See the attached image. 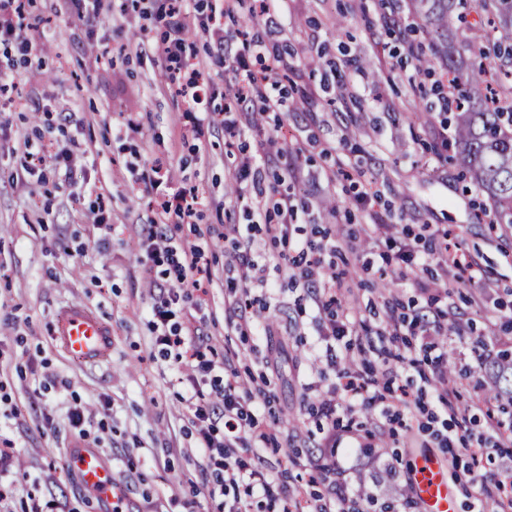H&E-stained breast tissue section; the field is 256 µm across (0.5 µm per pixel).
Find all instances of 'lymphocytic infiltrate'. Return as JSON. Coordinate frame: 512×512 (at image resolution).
Wrapping results in <instances>:
<instances>
[{"label":"lymphocytic infiltrate","instance_id":"obj_1","mask_svg":"<svg viewBox=\"0 0 512 512\" xmlns=\"http://www.w3.org/2000/svg\"><path fill=\"white\" fill-rule=\"evenodd\" d=\"M195 10V0H154L151 15L163 28L159 51L165 75L180 98L183 128L196 133L204 125L218 123L224 130L225 146L231 148L243 129L251 126L255 112L279 110L281 100L270 94L268 87L275 84L285 63L278 57L265 70L253 71L251 62L260 57L263 48L261 38L238 30H225L223 0H212L202 29L216 49L215 64L224 63L225 46H235L232 61L236 78L230 92L232 104L218 112L208 111L205 72L186 52V20ZM28 29L22 0H0V45L17 48L26 62L32 64L38 62L40 56ZM271 160L268 153L245 157L236 179L235 198L252 224L263 225L270 240L285 243L292 235L299 204L295 196L274 193L264 186L263 170ZM203 204L202 196L193 187L163 195L155 202V219L141 225L138 231V244L144 256L142 275L150 287L157 290L151 305L152 343L161 356L173 358L175 364L190 371L183 402L188 419L197 431L200 453L207 458L214 478L208 488L209 495L223 496L224 512H252L253 508L263 506L290 512L293 496L287 487L246 458L247 451L268 444L274 433L271 427L258 422L253 404L241 396L244 379L238 372L228 370L223 383L213 386L211 392H204L197 375L214 371L216 364L208 359V346L199 336L197 327L174 320V307L180 300L193 299L198 308L208 303L213 275L205 249L177 241L165 227L170 223H196ZM336 288V280L327 279L323 295L315 297L314 302L318 310L327 315L324 336L340 341L352 334L358 318L337 310ZM388 326L392 335L416 337L421 349L433 352L436 405L441 411H454L448 356L439 350L441 336L448 333L442 314L430 318L419 313L409 320L393 317ZM338 379L335 398L323 399L319 404L322 415L335 418L339 406L343 405L350 411L360 406L381 417H390V406L384 396L378 394L375 380L355 370L340 372ZM219 419L224 422V436L220 439L216 438L213 427Z\"/></svg>","mask_w":512,"mask_h":512}]
</instances>
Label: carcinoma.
Instances as JSON below:
<instances>
[{"instance_id": "obj_1", "label": "carcinoma", "mask_w": 512, "mask_h": 512, "mask_svg": "<svg viewBox=\"0 0 512 512\" xmlns=\"http://www.w3.org/2000/svg\"><path fill=\"white\" fill-rule=\"evenodd\" d=\"M425 20L429 55L417 57L419 81L446 72V93L459 99L452 125L454 154L448 159L485 195L483 209L512 227V0H408ZM485 16L494 37L480 48L459 37L454 20L470 11ZM490 400L512 404V359L489 362Z\"/></svg>"}]
</instances>
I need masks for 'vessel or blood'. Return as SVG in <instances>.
<instances>
[{
    "label": "vessel or blood",
    "instance_id": "vessel-or-blood-1",
    "mask_svg": "<svg viewBox=\"0 0 512 512\" xmlns=\"http://www.w3.org/2000/svg\"><path fill=\"white\" fill-rule=\"evenodd\" d=\"M54 335L75 360L97 364L112 354V328L85 306L67 307L57 322ZM70 463L84 487L98 493L101 502L111 503L116 485L111 465L98 449L73 448ZM412 487L420 512H457V500L448 480V464L436 458L417 461Z\"/></svg>",
    "mask_w": 512,
    "mask_h": 512
}]
</instances>
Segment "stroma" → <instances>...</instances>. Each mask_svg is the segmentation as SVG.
Segmentation results:
<instances>
[{
  "label": "stroma",
  "mask_w": 512,
  "mask_h": 512,
  "mask_svg": "<svg viewBox=\"0 0 512 512\" xmlns=\"http://www.w3.org/2000/svg\"><path fill=\"white\" fill-rule=\"evenodd\" d=\"M377 0H288V11L271 45L293 64L281 72L283 106L264 115L261 128L241 137L243 148L228 152L224 131L204 127L201 137L185 134L178 121L180 103L166 82L157 50L162 29L140 12L114 7L95 28L73 25L57 14V0H27L30 33L42 39L39 66L17 64L16 75L0 88V434L19 455L17 490L9 512H28L39 499L45 512H101L71 469L68 448L79 444L68 425L69 409L80 406L112 464L129 512H224L223 497L209 496L212 476L197 451V432L181 401L186 385L173 362L152 346V290L141 274L142 255L133 245L139 225L150 223L153 200L126 163L132 153L165 162L172 171L169 190L197 186L204 197L198 223L180 225L177 236L208 251L214 276L212 297L201 328L211 359L230 360L251 380L244 394L260 403L257 417L278 434V447L260 449L255 466L282 475L291 492L309 491V466L341 461L342 479L353 512H420L405 504L401 489L411 486L415 456L448 457L432 436L443 419L429 421L435 391L423 375L431 356L418 354V369L400 372L393 395L408 393L421 407L403 409L397 436L376 426L372 413L357 409L356 446L320 449L330 424L318 410L338 379L321 361L326 342L318 311L303 280L274 272L279 253L297 256L298 246L324 243L337 229L361 235L371 208H378L393 229V239L426 255L443 234L461 245L477 276L475 283L449 288L457 331L448 336L453 351L455 387L462 406L456 422L461 434L478 439L489 421L482 388L483 363L512 351V229L474 218L480 194L458 180L456 170L428 151L432 124H412L411 113L426 105L413 90L414 67L399 41V22L407 8L383 19ZM343 28H336L337 16ZM128 44L119 52L120 44ZM384 80L372 83L371 70ZM75 113L77 125L65 122ZM135 114L140 133L119 136L118 115ZM52 136L70 149L73 178L46 165L26 172L24 141ZM287 145L288 155L263 174L266 184L309 201L300 210L289 245L253 230L252 257L271 265L268 287L254 294L253 310L272 326L271 335H226L224 293L233 285L227 260L233 241H217L228 224H246L235 205L234 176L245 155L268 144ZM359 166L373 183L375 206L356 199L352 183L336 172L337 158ZM306 172L296 181L294 169ZM103 196L114 232L94 228L90 207ZM335 197L338 211L326 213L322 201ZM391 238V239H392ZM389 241V240H388ZM388 241H368L335 259L347 272L341 304L357 310L362 321L351 344L336 343L339 366L368 370L371 348H413V337L392 336L386 324L392 311L414 314L429 308L423 288L440 269L436 262L412 266L395 278L398 258ZM389 282L380 291L381 282ZM80 302L112 327V356L97 366L70 358L51 334L68 303ZM337 365V366H338ZM43 411L57 430L43 434L35 416ZM486 472L488 486L472 485L465 466ZM448 478L459 505L469 512L482 499L486 512H500L496 487L512 482V447L490 458L464 456L450 464Z\"/></svg>",
  "instance_id": "stroma-1"
}]
</instances>
